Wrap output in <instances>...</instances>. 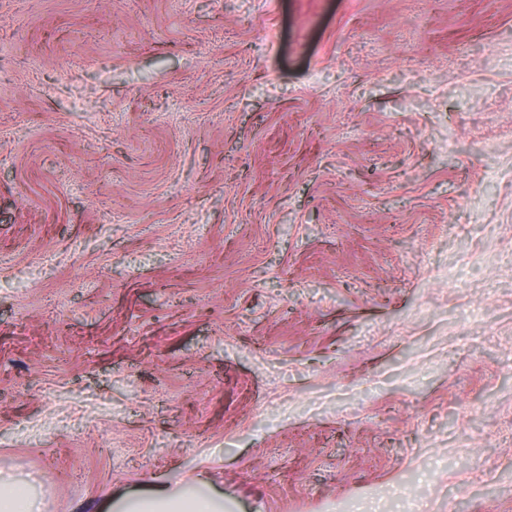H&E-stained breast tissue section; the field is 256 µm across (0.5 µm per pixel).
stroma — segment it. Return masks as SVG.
I'll return each mask as SVG.
<instances>
[{"instance_id":"1","label":"stroma","mask_w":512,"mask_h":512,"mask_svg":"<svg viewBox=\"0 0 512 512\" xmlns=\"http://www.w3.org/2000/svg\"><path fill=\"white\" fill-rule=\"evenodd\" d=\"M0 473L512 512V0H0Z\"/></svg>"}]
</instances>
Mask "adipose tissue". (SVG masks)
Segmentation results:
<instances>
[{
    "label": "adipose tissue",
    "instance_id": "ef3b65f1",
    "mask_svg": "<svg viewBox=\"0 0 512 512\" xmlns=\"http://www.w3.org/2000/svg\"><path fill=\"white\" fill-rule=\"evenodd\" d=\"M107 512H225L224 497L202 481L155 485L142 494L119 496Z\"/></svg>",
    "mask_w": 512,
    "mask_h": 512
}]
</instances>
